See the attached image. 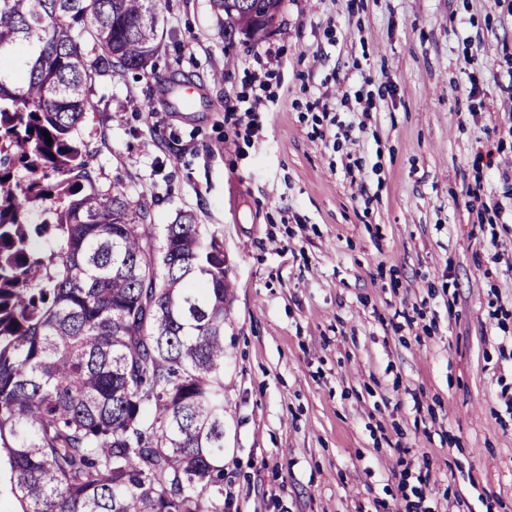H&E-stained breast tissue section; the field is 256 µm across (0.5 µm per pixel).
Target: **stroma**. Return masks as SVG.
Segmentation results:
<instances>
[{"instance_id":"stroma-1","label":"stroma","mask_w":512,"mask_h":512,"mask_svg":"<svg viewBox=\"0 0 512 512\" xmlns=\"http://www.w3.org/2000/svg\"><path fill=\"white\" fill-rule=\"evenodd\" d=\"M159 10L81 134L224 244L231 512H404L409 465L432 512H512V0H283L231 46L211 0Z\"/></svg>"}]
</instances>
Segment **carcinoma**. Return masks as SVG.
I'll list each match as a JSON object with an SVG mask.
<instances>
[{
    "label": "carcinoma",
    "instance_id": "1",
    "mask_svg": "<svg viewBox=\"0 0 512 512\" xmlns=\"http://www.w3.org/2000/svg\"><path fill=\"white\" fill-rule=\"evenodd\" d=\"M281 4L211 0L229 41ZM158 14L0 0V471L17 512H224L223 243L189 212L157 240L150 206L100 189L76 138L94 75L159 51ZM36 206L52 224H29Z\"/></svg>",
    "mask_w": 512,
    "mask_h": 512
}]
</instances>
